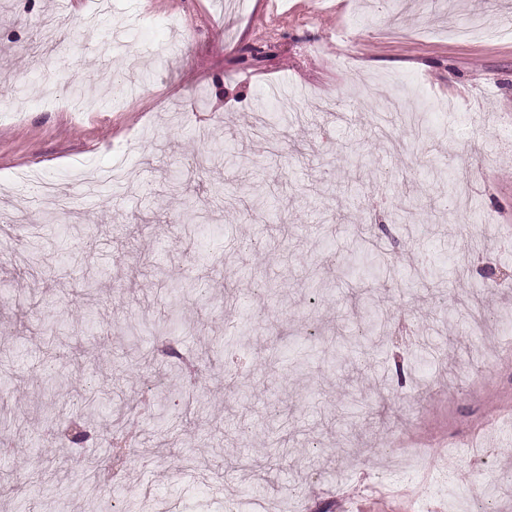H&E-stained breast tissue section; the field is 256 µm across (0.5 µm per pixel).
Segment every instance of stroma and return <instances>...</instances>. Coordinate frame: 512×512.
I'll list each match as a JSON object with an SVG mask.
<instances>
[{"mask_svg":"<svg viewBox=\"0 0 512 512\" xmlns=\"http://www.w3.org/2000/svg\"><path fill=\"white\" fill-rule=\"evenodd\" d=\"M468 23L512 26V0H0V341L22 352L0 384L19 416L0 435V483L12 489L0 512H15L19 495L39 512L45 461L63 457L64 512H87L86 457L102 467V503L151 487L139 512H228L244 455L279 483L256 494L260 512H285L292 491L302 512H408L409 486L382 469L400 456H417L428 479L512 480V344L498 326L512 319V35L455 39ZM393 94L420 106L428 138L385 110ZM202 126L210 140L195 137ZM207 151L223 164H195ZM118 164L131 174L124 190L92 181ZM437 167L458 182L455 201ZM174 181L185 185L177 196ZM218 194L223 205L185 234V211ZM407 207L412 226L393 223ZM358 224L369 239L354 238ZM36 227L63 248L30 274ZM233 239L254 245L227 263ZM361 251L385 253L397 275L342 265ZM423 266L442 274L449 306L479 313L484 335H467L462 318L440 322L411 293L405 277ZM200 277L207 297L185 294L178 321L164 320L170 285ZM359 289L378 296L379 317L356 306ZM141 311L182 352L244 326L229 374L204 368L167 387L171 414L191 402L241 416L224 428L222 461L199 440L206 422L180 442L148 423L146 367L121 383L143 434L121 477L105 431L77 461L52 445L44 410L110 384L121 321ZM49 326L71 360L52 391L35 379ZM366 329L365 353L334 364L336 336ZM423 340L447 361L420 360ZM306 351L304 368L287 370ZM354 394L372 416L351 444L342 413ZM274 403L300 431L273 469Z\"/></svg>","mask_w":512,"mask_h":512,"instance_id":"35a3bbf8","label":"stroma"}]
</instances>
